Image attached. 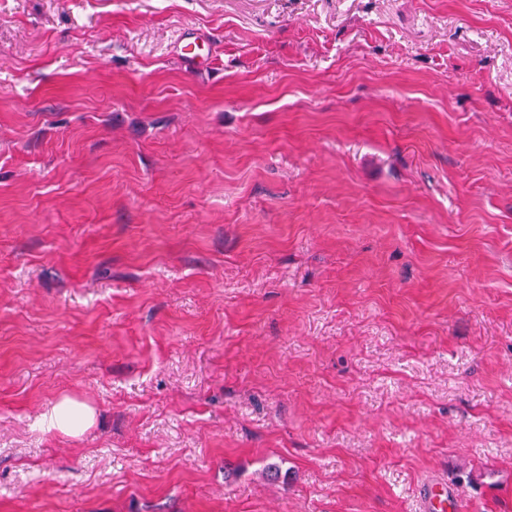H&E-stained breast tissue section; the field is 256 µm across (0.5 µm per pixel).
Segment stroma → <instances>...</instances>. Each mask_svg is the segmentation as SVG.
<instances>
[{"label": "stroma", "mask_w": 512, "mask_h": 512, "mask_svg": "<svg viewBox=\"0 0 512 512\" xmlns=\"http://www.w3.org/2000/svg\"><path fill=\"white\" fill-rule=\"evenodd\" d=\"M433 477L512 512V0H0V512ZM93 421L94 411L91 407L71 399H64L54 405L48 414L43 415L42 424L48 430L77 434L92 425Z\"/></svg>", "instance_id": "1"}]
</instances>
